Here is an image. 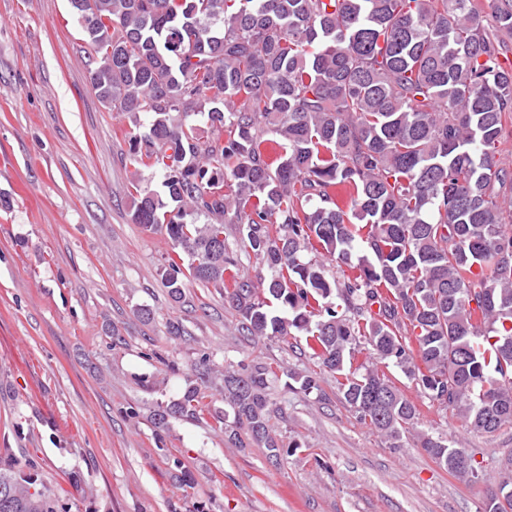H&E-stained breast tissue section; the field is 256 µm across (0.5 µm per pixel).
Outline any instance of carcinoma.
Returning <instances> with one entry per match:
<instances>
[{
	"mask_svg": "<svg viewBox=\"0 0 512 512\" xmlns=\"http://www.w3.org/2000/svg\"><path fill=\"white\" fill-rule=\"evenodd\" d=\"M490 2L489 23L479 0H70L92 89L128 127L130 220L173 245L169 298L191 278L244 336L299 335L316 369L286 372L283 390L324 400L331 375L389 447L412 433L468 483L480 463L418 429L385 369L471 432L512 426V68L492 33H512V0ZM364 350L384 368L354 365ZM212 373L196 362L154 427L208 414L287 460L272 364L224 367L222 411L204 402ZM499 475L483 512H512V455ZM33 484L1 464L0 512H59Z\"/></svg>",
	"mask_w": 512,
	"mask_h": 512,
	"instance_id": "carcinoma-1",
	"label": "carcinoma"
}]
</instances>
